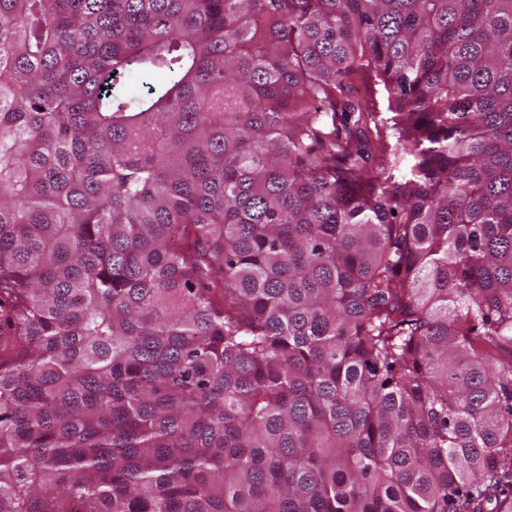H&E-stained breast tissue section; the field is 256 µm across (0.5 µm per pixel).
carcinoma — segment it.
Masks as SVG:
<instances>
[{"label": "carcinoma", "instance_id": "obj_1", "mask_svg": "<svg viewBox=\"0 0 512 512\" xmlns=\"http://www.w3.org/2000/svg\"><path fill=\"white\" fill-rule=\"evenodd\" d=\"M511 500L512 0H0V512Z\"/></svg>", "mask_w": 512, "mask_h": 512}]
</instances>
